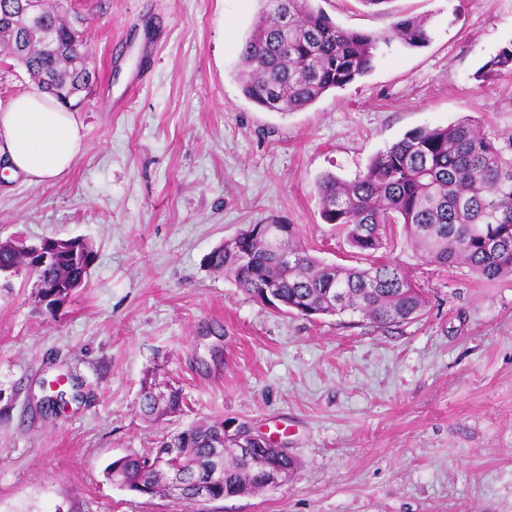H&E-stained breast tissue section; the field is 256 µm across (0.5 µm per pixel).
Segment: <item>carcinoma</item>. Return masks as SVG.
I'll list each match as a JSON object with an SVG mask.
<instances>
[{"instance_id":"1","label":"carcinoma","mask_w":512,"mask_h":512,"mask_svg":"<svg viewBox=\"0 0 512 512\" xmlns=\"http://www.w3.org/2000/svg\"><path fill=\"white\" fill-rule=\"evenodd\" d=\"M37 33L19 34L28 25V0H0V52L23 65L41 92L63 105L91 82L83 43L76 40L81 17L60 0H38ZM258 22L242 40L237 79L244 95L267 112L304 109L326 92L342 88L372 71L381 46L420 48L430 41L425 20L404 17L387 35L345 29L311 0H260ZM492 72L512 73V47L488 63ZM321 216L346 236L349 245L372 257L364 268L329 265L294 244V225L275 245L261 225L251 224L217 246L206 258L250 297L277 310L302 315H347L385 328L419 317L425 294L397 263L376 260L387 248L386 227L403 226L410 244L427 263L464 265L476 277L494 281L512 277V134L486 132L464 119L447 126L422 127L378 152L365 171L347 182L326 174L317 182ZM88 245L63 252L43 268L26 270L68 295L95 263ZM24 264L11 241L0 242V266ZM144 381L139 407L146 416L182 411V389ZM228 421L191 426L157 443L146 456L112 461L106 474L128 491L153 495L164 489L167 471L206 479L214 471L222 484L213 499L253 495L273 488L263 473L241 458ZM268 465L293 477L294 457L280 448H264Z\"/></svg>"}]
</instances>
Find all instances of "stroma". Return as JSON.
Listing matches in <instances>:
<instances>
[{"mask_svg":"<svg viewBox=\"0 0 512 512\" xmlns=\"http://www.w3.org/2000/svg\"><path fill=\"white\" fill-rule=\"evenodd\" d=\"M312 5L377 34L422 17L431 41L393 44L282 115L236 78L259 0H73L94 73L73 109L82 154L42 183L0 177V241L79 237L97 260L52 311L25 273L0 280V512H512L511 278L423 264L394 225L390 255L427 304L381 329L279 312L205 262L247 225L279 223L324 262L369 266L323 221L321 175L354 179L419 127L512 131V74L483 70L512 45V0ZM147 378L180 387L182 411L145 418ZM215 417L287 448L294 478L190 505L106 479L113 460Z\"/></svg>","mask_w":512,"mask_h":512,"instance_id":"stroma-1","label":"stroma"}]
</instances>
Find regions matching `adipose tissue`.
I'll return each instance as SVG.
<instances>
[{
    "label": "adipose tissue",
    "mask_w": 512,
    "mask_h": 512,
    "mask_svg": "<svg viewBox=\"0 0 512 512\" xmlns=\"http://www.w3.org/2000/svg\"><path fill=\"white\" fill-rule=\"evenodd\" d=\"M81 151L73 112L49 94H20L0 113V158L11 173L41 183L69 169Z\"/></svg>",
    "instance_id": "ef3b65f1"
}]
</instances>
